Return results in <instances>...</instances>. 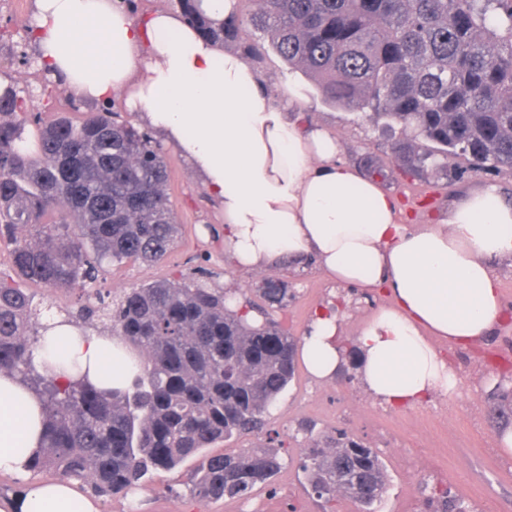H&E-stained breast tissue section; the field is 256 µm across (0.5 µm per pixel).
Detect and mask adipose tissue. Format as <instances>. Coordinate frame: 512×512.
I'll list each match as a JSON object with an SVG mask.
<instances>
[{
  "label": "adipose tissue",
  "instance_id": "obj_1",
  "mask_svg": "<svg viewBox=\"0 0 512 512\" xmlns=\"http://www.w3.org/2000/svg\"><path fill=\"white\" fill-rule=\"evenodd\" d=\"M39 62L84 98H124L174 146L224 218V252L236 267L267 269L317 259L331 281L387 297L354 339L357 375L403 410L458 381L438 341L468 346L512 319L496 260L512 256V201L497 187L467 194L437 224H408L397 200L339 157L328 130L309 125L296 93L274 97L241 51L202 38L179 12L133 19L125 0H36ZM340 314L317 308L300 341L311 376L344 366ZM49 342L95 380L116 383L127 365H104L95 336L57 328ZM43 438L39 400L0 373V474L26 476ZM0 512H99L63 481L27 483Z\"/></svg>",
  "mask_w": 512,
  "mask_h": 512
}]
</instances>
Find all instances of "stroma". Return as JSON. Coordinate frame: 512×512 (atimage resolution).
I'll list each match as a JSON object with an SVG mask.
<instances>
[{
	"instance_id": "obj_1",
	"label": "stroma",
	"mask_w": 512,
	"mask_h": 512,
	"mask_svg": "<svg viewBox=\"0 0 512 512\" xmlns=\"http://www.w3.org/2000/svg\"><path fill=\"white\" fill-rule=\"evenodd\" d=\"M251 64L272 92L290 88L304 101L309 124L327 129L340 143L343 160L362 172L381 168V186L397 197L417 224L442 220L449 208L470 191L488 186L512 194V172L473 171L468 160L449 159L436 167L413 161L399 125L322 102L302 72L288 67L272 48H263ZM163 151L169 164V193L183 234L168 257L148 265L128 263L100 280V288L120 292L142 283L186 274L209 286L235 291L240 304H262L265 281L285 284L288 295L277 317L290 333L303 336L313 309L332 295L346 296L349 307L340 327L343 343H352L358 330L385 305L384 297L365 296L363 290L330 281L314 261L297 268L243 271L224 259L218 235L222 222L216 204L199 178L172 146ZM498 381L495 371L482 370L467 379L453 397H433L406 410H392L363 390L354 362H347L331 381L314 380L304 364H297L288 387L271 407L265 434L215 444V451L231 452L266 444L277 436L288 445V457L271 486L259 489L255 505L272 512H302L309 500L299 469L301 448L311 436L343 429L375 448L387 466L388 489L377 512H422L433 485L448 486L472 512H512V454L502 451L489 422V398ZM451 431L453 444L438 451L436 429ZM194 460L150 475L138 489L139 512H241L240 502L201 501L190 494Z\"/></svg>"
}]
</instances>
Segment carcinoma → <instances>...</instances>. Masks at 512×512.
<instances>
[{"label":"carcinoma","mask_w":512,"mask_h":512,"mask_svg":"<svg viewBox=\"0 0 512 512\" xmlns=\"http://www.w3.org/2000/svg\"><path fill=\"white\" fill-rule=\"evenodd\" d=\"M247 22L289 66L315 81L323 101L397 125L437 166L462 156L477 169L512 170V0H257ZM200 0L182 18L219 44L242 20L216 23ZM0 237L11 232V272L0 271V372L39 399L44 441L31 470L79 480L98 497L126 495L154 471L200 460L191 492L204 501L248 500L281 469L283 441L209 453L260 434L294 377L297 340L261 307L183 277L89 289L113 267L164 261L182 235L161 145L112 104L82 112L26 111L28 88L0 69ZM78 289L77 309L34 302L19 282ZM254 311L262 321L251 322ZM117 340L141 373L103 388L78 372L66 384L36 360L60 326ZM491 413L512 425V389L497 384ZM317 498H352L375 512L387 468L361 440L336 430L301 449ZM428 512H471L448 489Z\"/></svg>","instance_id":"carcinoma-1"}]
</instances>
